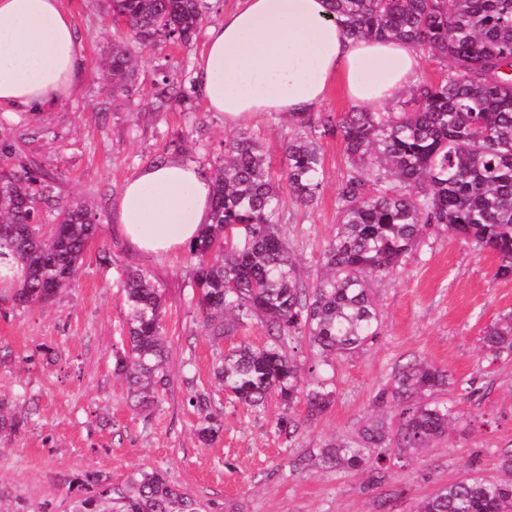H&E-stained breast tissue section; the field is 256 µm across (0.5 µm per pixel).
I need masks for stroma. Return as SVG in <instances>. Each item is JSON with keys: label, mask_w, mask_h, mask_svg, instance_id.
Instances as JSON below:
<instances>
[{"label": "stroma", "mask_w": 512, "mask_h": 512, "mask_svg": "<svg viewBox=\"0 0 512 512\" xmlns=\"http://www.w3.org/2000/svg\"><path fill=\"white\" fill-rule=\"evenodd\" d=\"M89 66L78 93L49 112L0 110V140L13 154L0 166H40L57 179L62 199L86 201L98 223L79 281L43 305L17 306L0 294V399L27 417L19 434L0 437V512H68V481L93 471L120 484L138 470H157L196 499L203 512H413L417 502L463 477L500 474L512 451V357L483 355L485 329L512 312V281L495 278L496 259L473 251L447 231H428L394 276L374 282L381 334L362 349L331 361L322 372L334 397L320 416L298 404L302 427L294 439L279 435L283 409L270 400L249 411L228 397L213 369L217 354L263 345V323L233 335L209 336L193 302L189 250L165 257L132 248L112 218L127 179L178 138L183 159L213 174L225 127L201 96L167 112L153 111L149 93L169 76L194 79L206 39L187 46L160 41L146 48L137 91L115 96L96 69L102 53L127 38L104 0H63ZM272 171L283 166L292 122L264 116L246 125ZM324 188L309 205L283 201V223L303 280H316L321 253L336 233V188L346 170L338 139L321 143ZM151 273L164 293L167 378L161 403L134 407L113 355L125 336L123 288L130 269ZM447 368L454 381L443 397L457 421L447 440L428 448H396L386 484L370 487L362 473L295 461L331 440L353 438L374 416L372 400L396 364L412 358ZM477 389L461 399L460 385ZM205 391L223 424L203 444L204 414L190 405Z\"/></svg>", "instance_id": "obj_1"}]
</instances>
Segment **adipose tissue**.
<instances>
[{
    "mask_svg": "<svg viewBox=\"0 0 512 512\" xmlns=\"http://www.w3.org/2000/svg\"><path fill=\"white\" fill-rule=\"evenodd\" d=\"M421 65L412 43L348 37L331 0H243L208 29L194 77L233 127L313 111L337 80L354 105H384L416 84ZM86 70L62 0H0V108L51 111ZM212 213L211 178L173 155L125 183L114 216L137 249L166 255L196 241Z\"/></svg>",
    "mask_w": 512,
    "mask_h": 512,
    "instance_id": "obj_1",
    "label": "adipose tissue"
}]
</instances>
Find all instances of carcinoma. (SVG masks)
Wrapping results in <instances>:
<instances>
[{
	"label": "carcinoma",
	"instance_id": "obj_1",
	"mask_svg": "<svg viewBox=\"0 0 512 512\" xmlns=\"http://www.w3.org/2000/svg\"><path fill=\"white\" fill-rule=\"evenodd\" d=\"M112 19L128 28V42L103 59L112 94L135 86L138 55L158 40L191 42L207 0H107ZM337 22L352 37L408 41L440 64L422 78L399 111L358 108L338 119L328 113L292 116L298 132L284 148V168L266 165L255 139H224L213 177V223L190 246L192 287L210 335L230 336L259 320L270 343L240 345L216 361V377L240 404L260 408L275 397L305 402L318 416L333 391L307 384L288 352L307 344L319 361L351 354L381 332L372 282L393 275L431 228L448 230L479 251L495 254V276L512 278V0H332ZM155 111L189 100L169 77L153 87ZM341 138L347 166L337 188L339 219L322 252L324 272L314 282L296 270L281 224L282 195L307 205L323 189L320 142ZM56 178L24 167L0 171V262L24 271L16 304L52 301L77 280L97 234L91 210L57 201ZM56 203L58 227L44 230L42 205ZM123 304L125 344L113 371L125 379L141 408L160 403L165 380L161 334L164 298L141 269L127 271ZM484 355H512V315L488 327ZM448 370L421 360L397 366L373 407L395 411L396 426L374 420L357 442H330L315 459L338 471L367 474L373 486L388 477L392 448H426L448 436L456 412L437 393ZM222 431L210 415L198 430L204 442ZM70 512H201L197 502L161 473L139 470L122 485L96 472L68 482ZM417 512H512V458L503 476H470L421 500Z\"/></svg>",
	"mask_w": 512,
	"mask_h": 512
}]
</instances>
